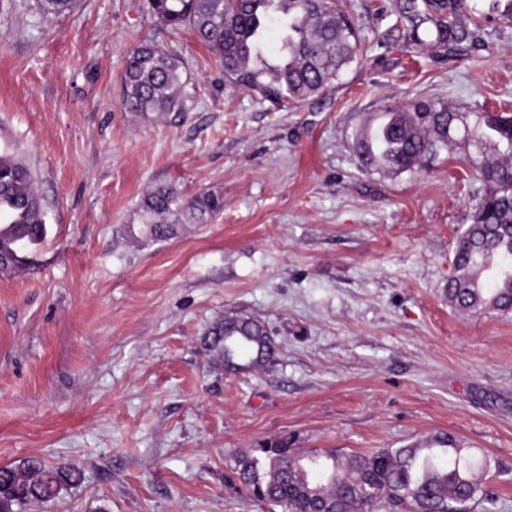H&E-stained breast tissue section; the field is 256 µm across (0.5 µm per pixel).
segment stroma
Returning <instances> with one entry per match:
<instances>
[{
    "label": "stroma",
    "instance_id": "35a3bbf8",
    "mask_svg": "<svg viewBox=\"0 0 512 512\" xmlns=\"http://www.w3.org/2000/svg\"><path fill=\"white\" fill-rule=\"evenodd\" d=\"M337 2L367 53L330 94L275 110L145 0H77L51 22L37 0H0V150L34 175L48 229L31 270L0 273V467L80 474L24 512H267L228 487L240 452L281 438L349 455L439 431L500 464L512 512V315L448 301L481 185L458 152L395 175L352 148L389 101L512 113V24L489 20L482 59L448 66L380 46L395 0ZM142 41L180 54V111H125ZM157 185L224 209L135 242ZM229 310L271 331L266 368L204 355Z\"/></svg>",
    "mask_w": 512,
    "mask_h": 512
}]
</instances>
